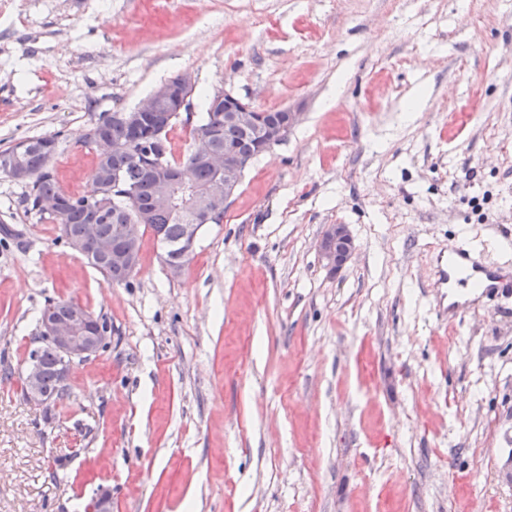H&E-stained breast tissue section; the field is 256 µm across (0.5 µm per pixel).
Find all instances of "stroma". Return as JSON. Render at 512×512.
Returning a JSON list of instances; mask_svg holds the SVG:
<instances>
[{"instance_id":"stroma-1","label":"stroma","mask_w":512,"mask_h":512,"mask_svg":"<svg viewBox=\"0 0 512 512\" xmlns=\"http://www.w3.org/2000/svg\"><path fill=\"white\" fill-rule=\"evenodd\" d=\"M183 73L301 117L181 274L147 233L108 284L0 174V512H512V290L447 321L435 274L512 267V0H0V150L90 194L100 115ZM57 299L112 336L48 409ZM353 239L348 225L328 224L324 227L318 241L321 259L331 269L344 266L351 257Z\"/></svg>"}]
</instances>
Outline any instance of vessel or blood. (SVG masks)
Returning a JSON list of instances; mask_svg holds the SVG:
<instances>
[{"instance_id": "b4317fda", "label": "vessel or blood", "mask_w": 512, "mask_h": 512, "mask_svg": "<svg viewBox=\"0 0 512 512\" xmlns=\"http://www.w3.org/2000/svg\"><path fill=\"white\" fill-rule=\"evenodd\" d=\"M438 282L455 292V300L452 302L449 312L452 316L462 315L468 307L469 293H464V286H471V293L485 294L493 287H507V279L492 271L486 266L471 260L464 251L455 249L449 251L444 264L439 270Z\"/></svg>"}]
</instances>
